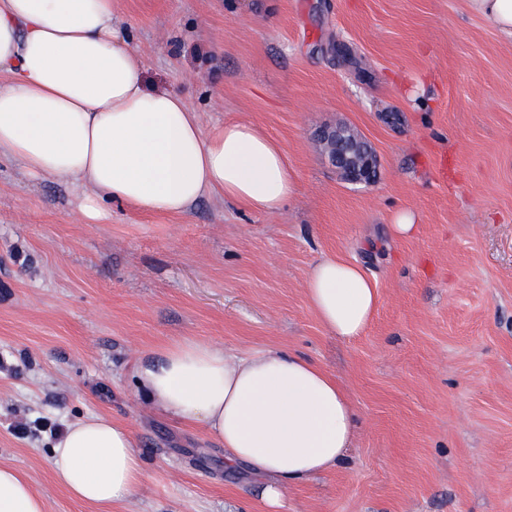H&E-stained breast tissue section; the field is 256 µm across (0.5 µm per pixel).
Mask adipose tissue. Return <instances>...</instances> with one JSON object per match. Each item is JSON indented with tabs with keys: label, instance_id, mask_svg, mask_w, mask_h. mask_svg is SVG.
Returning <instances> with one entry per match:
<instances>
[{
	"label": "adipose tissue",
	"instance_id": "1",
	"mask_svg": "<svg viewBox=\"0 0 512 512\" xmlns=\"http://www.w3.org/2000/svg\"><path fill=\"white\" fill-rule=\"evenodd\" d=\"M143 58L112 26V0H0V159L82 191L93 222L118 202L138 213L182 215L206 195L257 213L297 192L282 145L252 124L204 130L185 97L148 87ZM309 306L331 335L351 339L380 305L376 280L340 253L310 269ZM138 393L170 418L199 424L229 466L261 477L266 512L285 488L343 464L355 409L335 377L281 349L245 355L184 340L139 362ZM56 483L112 512L144 470L128 427L105 416L66 425L53 445ZM0 512H46L15 468L0 466Z\"/></svg>",
	"mask_w": 512,
	"mask_h": 512
}]
</instances>
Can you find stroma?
Here are the masks:
<instances>
[{
  "mask_svg": "<svg viewBox=\"0 0 512 512\" xmlns=\"http://www.w3.org/2000/svg\"><path fill=\"white\" fill-rule=\"evenodd\" d=\"M112 16L204 129L277 139L298 193L273 214L206 197L89 224L69 182L1 160L0 464L47 512H94L54 482L50 450L104 414L145 467L112 512H263L223 446L136 393L139 359L196 339L302 354L356 410L346 463L286 488L280 512H512V39L468 0H113ZM339 123L374 147V184L320 150ZM405 208L416 230L397 239ZM335 252L381 294L352 340L306 297Z\"/></svg>",
  "mask_w": 512,
  "mask_h": 512,
  "instance_id": "1",
  "label": "stroma"
}]
</instances>
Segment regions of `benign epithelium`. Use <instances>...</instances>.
I'll return each mask as SVG.
<instances>
[{
	"label": "benign epithelium",
	"instance_id": "obj_1",
	"mask_svg": "<svg viewBox=\"0 0 512 512\" xmlns=\"http://www.w3.org/2000/svg\"><path fill=\"white\" fill-rule=\"evenodd\" d=\"M318 142L343 180L365 184L376 182L377 155L370 142L353 129L343 124L326 128Z\"/></svg>",
	"mask_w": 512,
	"mask_h": 512
}]
</instances>
